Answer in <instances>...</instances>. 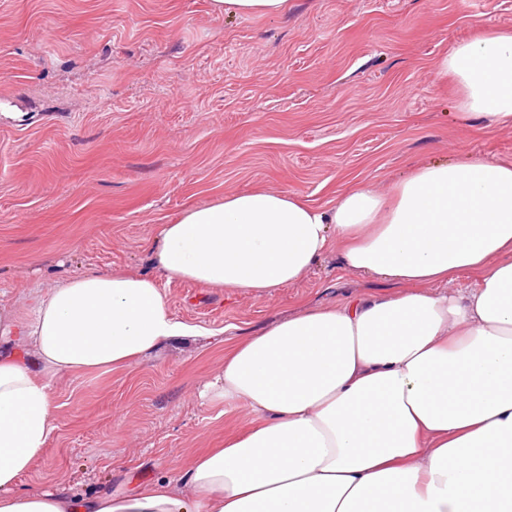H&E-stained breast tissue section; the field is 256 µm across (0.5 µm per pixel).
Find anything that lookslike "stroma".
<instances>
[{"mask_svg": "<svg viewBox=\"0 0 512 512\" xmlns=\"http://www.w3.org/2000/svg\"><path fill=\"white\" fill-rule=\"evenodd\" d=\"M512 31V0H289L278 18L208 0H0V303L91 271L154 274L181 210L285 191L325 206L418 164L512 160V125L460 115L456 43ZM179 320L218 329L123 370L52 383L55 429L18 490L94 497L186 469L249 418L197 391L231 340L281 314L391 291L323 256L255 298L162 281Z\"/></svg>", "mask_w": 512, "mask_h": 512, "instance_id": "1", "label": "stroma"}]
</instances>
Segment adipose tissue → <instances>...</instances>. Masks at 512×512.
Returning a JSON list of instances; mask_svg holds the SVG:
<instances>
[{
    "instance_id": "adipose-tissue-1",
    "label": "adipose tissue",
    "mask_w": 512,
    "mask_h": 512,
    "mask_svg": "<svg viewBox=\"0 0 512 512\" xmlns=\"http://www.w3.org/2000/svg\"><path fill=\"white\" fill-rule=\"evenodd\" d=\"M462 115L512 124V33L441 63ZM394 283L283 317L224 352L197 396L252 421L184 471L132 493H19L52 434L50 384L132 367L204 335L161 288L260 297L331 249ZM154 274L86 272L0 307V512H512V162L417 166L391 195L360 183L328 208L252 190L161 225ZM474 288L451 293L458 274Z\"/></svg>"
}]
</instances>
